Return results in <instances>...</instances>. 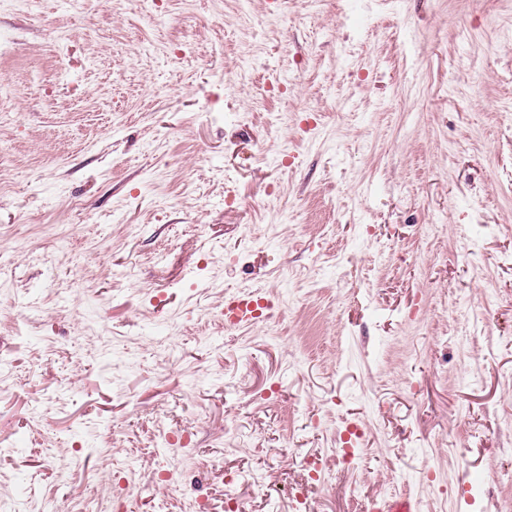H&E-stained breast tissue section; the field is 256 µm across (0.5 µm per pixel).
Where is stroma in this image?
I'll use <instances>...</instances> for the list:
<instances>
[{
	"label": "stroma",
	"instance_id": "obj_1",
	"mask_svg": "<svg viewBox=\"0 0 512 512\" xmlns=\"http://www.w3.org/2000/svg\"><path fill=\"white\" fill-rule=\"evenodd\" d=\"M401 494L512 512V0H0V512ZM270 307L262 296L247 292L228 295L224 301V324L231 327H251L260 321Z\"/></svg>",
	"mask_w": 512,
	"mask_h": 512
}]
</instances>
